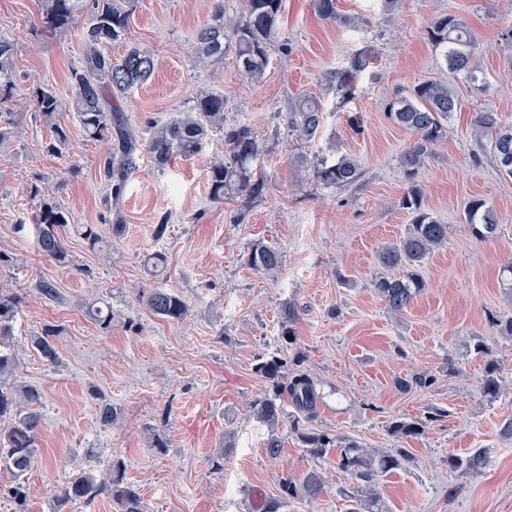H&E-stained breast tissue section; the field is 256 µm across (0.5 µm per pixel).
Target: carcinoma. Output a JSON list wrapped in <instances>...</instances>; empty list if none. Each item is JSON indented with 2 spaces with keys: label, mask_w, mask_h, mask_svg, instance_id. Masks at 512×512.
<instances>
[{
  "label": "carcinoma",
  "mask_w": 512,
  "mask_h": 512,
  "mask_svg": "<svg viewBox=\"0 0 512 512\" xmlns=\"http://www.w3.org/2000/svg\"><path fill=\"white\" fill-rule=\"evenodd\" d=\"M283 9V0H247L242 15L228 17L224 5H218L211 21L195 32L193 44L197 61L219 64L230 55L241 76L260 79L270 64L271 48L280 38ZM129 22V0H40V23L49 34L62 36L80 23L84 40L82 58L70 70L74 97L65 102L48 87H38L32 92L35 112L50 132L49 151L61 155L68 149L69 132L62 125V113L67 110L76 114L87 137L97 141L115 140L114 147L107 148L103 166L110 195L115 198L120 197L129 175L136 170L142 146L124 120L120 101L133 89L147 84L155 72L153 56L135 44L128 45L118 59L112 58L107 51L112 42L126 39ZM429 36L432 43L442 49L448 75L463 74L471 78L478 71L476 37L456 15L438 17ZM13 57V44L0 38V105L12 100L17 89ZM369 64L370 59L363 52L348 58L345 69L337 74V88L342 98L353 94L354 80ZM458 107L455 90L448 81L440 79L422 81L410 89L408 96L387 105L388 118L413 137L402 156L409 186L401 205L411 214V224L402 238L381 248L378 263L382 272L372 280L375 292L394 314L403 312L426 288L419 268L448 241L449 227L424 207L417 178L425 155L431 146L446 136L444 123ZM322 121L321 101L313 96L299 98L287 116L289 131L305 140L316 136ZM472 125L489 140L499 171L512 177V125L503 123L498 113L489 111L475 113ZM214 130L224 133L225 156L209 161V199L217 204L233 197H242L247 204L263 199L268 183L257 175L262 154L261 138L248 124L224 125L222 94H203L192 111L180 112L155 125L144 146L155 163L164 166L176 157L191 159L202 154L209 133ZM358 175V162L347 156L330 166L314 169V177L326 186L348 185ZM464 212L466 223L476 239L485 241L494 237L498 224L485 199L470 198ZM69 224L68 212L54 198H40L35 212L38 251L60 264L69 262L63 235ZM82 235L92 249L109 245L106 237L91 224L83 226ZM281 261L278 250L261 243L253 245L248 256L249 264L257 270H275ZM20 303L19 295L0 289V421L11 420L9 425L0 427V458L7 462L14 476L9 494L18 504V512H23L26 492L21 479L36 459L40 415L35 411H24L20 401L37 403L40 394L25 388L19 397L17 387L10 385L17 362L12 340ZM145 306L166 321L181 322L189 314L186 300L164 289L150 291L145 297ZM54 335L55 329L47 328L31 341L32 347L50 363L57 361ZM286 367V359L277 356L257 367L265 382V391L263 397L253 402L252 412L271 429L266 454L273 460L279 458L282 449L277 430L287 416L283 395H289L296 410L307 417L312 416L320 400L317 385L308 373L299 370L287 378ZM498 374L497 360H487L481 386L484 397L493 400L501 394ZM431 421V416L424 420L400 418L391 422L390 429L396 437L407 441L423 435ZM291 428L309 455L323 458L336 452V468L357 481V486L346 493L349 512H386L376 491L377 481L414 463V455L407 448L370 452L352 440L341 446L337 438L307 429L296 418ZM485 464L486 455L481 450L466 456L448 457L451 471L476 473ZM124 473V463L119 460L112 461L103 478L92 470L82 471L63 486L60 499L64 503H89L107 493L126 507V512H139L138 496L124 486ZM324 489V478L315 469L298 479L284 474L279 480V494L266 500L263 512H282L288 500H313Z\"/></svg>",
  "instance_id": "obj_1"
}]
</instances>
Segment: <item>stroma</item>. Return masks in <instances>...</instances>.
<instances>
[{
	"label": "stroma",
	"mask_w": 512,
	"mask_h": 512,
	"mask_svg": "<svg viewBox=\"0 0 512 512\" xmlns=\"http://www.w3.org/2000/svg\"><path fill=\"white\" fill-rule=\"evenodd\" d=\"M285 2L282 33L258 81L241 77L229 59L199 64L192 48L195 30L216 5L235 14L246 0H131L127 41L109 47L118 58L135 43L156 61L152 81L121 103L139 139L207 92L223 94L227 122L260 132L257 171L269 189L247 206L239 198H208V162L224 152L220 132L190 160L160 168L142 154L116 204L103 175L107 145L86 137L74 113L63 115L68 151L48 152L49 132L34 117L31 92L42 86L72 96L70 69L83 54L82 30L45 34L39 0H0V37L14 45L18 84L7 106L17 137L11 153L0 154V250L18 262L0 269V289L22 298L13 380L41 394L25 512H117L105 496L60 506L49 493L81 471L106 470L115 458L143 512H261L264 498L278 494L281 474L298 477L312 468L322 471L325 492L290 500L283 512H345L344 493L354 481L334 456L311 457L289 423L273 432L252 413L262 393L256 367L273 356L317 384L321 399L308 428L369 450L405 444L391 434L392 421L439 411L423 436L406 443L413 465L380 479L388 512H512V336L499 329L512 319V291L502 283L512 263V177L501 174L471 124L477 111L512 124V0H400L393 11L384 0H336L334 21L317 15L313 0ZM445 13L476 36L477 79L448 77L429 39L433 21ZM363 50L371 64L353 95L341 99L336 73ZM446 77L461 107L418 180L425 207L450 226L448 242L420 269L425 290L396 315L371 286L379 250L410 222L401 206L408 188L401 157L412 137L388 118L387 104L419 82ZM305 94L319 98L324 111L311 141L286 123ZM344 155L358 161L354 184L328 187L314 177L315 165ZM38 190L69 213V263L36 248L31 216ZM474 196L495 214L493 240L478 241L464 221ZM118 215L124 222L111 253L91 250L80 227L105 230ZM160 223L167 231L159 239ZM258 242L280 251L279 268L249 265ZM156 253L164 257L157 269ZM42 280L56 286V297L38 292ZM155 288L181 295L189 318L153 315L139 294ZM94 301L111 306V328L87 316ZM287 307L296 313L289 344L281 337ZM48 327L56 330L53 364L30 346L31 336ZM479 342L499 362L504 390L493 400L481 393ZM422 373L434 376L431 387L399 389L398 380ZM103 403L118 410L105 429L97 418ZM273 433L283 445L275 460L265 450ZM158 439L163 447H155ZM480 448L487 454L482 471H449V456Z\"/></svg>",
	"instance_id": "35a3bbf8"
}]
</instances>
